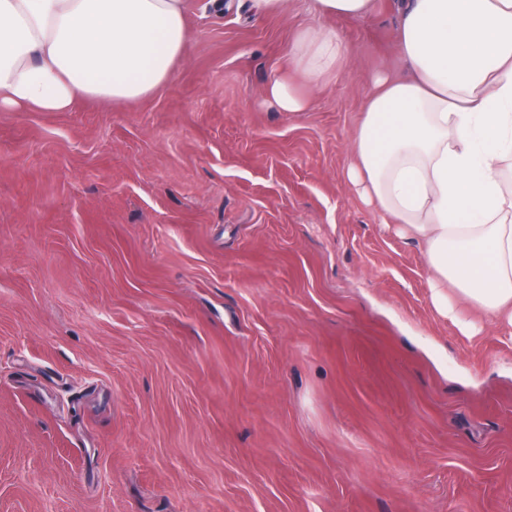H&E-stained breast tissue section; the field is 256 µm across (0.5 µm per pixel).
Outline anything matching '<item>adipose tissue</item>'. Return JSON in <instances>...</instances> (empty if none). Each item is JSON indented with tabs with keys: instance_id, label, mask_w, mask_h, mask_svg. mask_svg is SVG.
Segmentation results:
<instances>
[{
	"instance_id": "ef3b65f1",
	"label": "adipose tissue",
	"mask_w": 512,
	"mask_h": 512,
	"mask_svg": "<svg viewBox=\"0 0 512 512\" xmlns=\"http://www.w3.org/2000/svg\"><path fill=\"white\" fill-rule=\"evenodd\" d=\"M372 0H309L290 63L309 84L347 48L327 15ZM397 56L377 75L347 177L424 251L438 311L452 302L512 327V0H400ZM184 0H0V112H66L76 96L119 105L161 91L186 58Z\"/></svg>"
}]
</instances>
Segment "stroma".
Here are the masks:
<instances>
[{
	"label": "stroma",
	"mask_w": 512,
	"mask_h": 512,
	"mask_svg": "<svg viewBox=\"0 0 512 512\" xmlns=\"http://www.w3.org/2000/svg\"><path fill=\"white\" fill-rule=\"evenodd\" d=\"M185 0V64L120 107L0 112V512H512V335L440 314L346 177L398 0ZM311 14L321 18L327 15L363 16L370 11L373 0H304ZM347 60V48L335 30L321 24L299 28L290 64L311 85H318L339 72ZM266 96L276 104L280 112H303L311 105L310 98L302 94L293 83L280 78L267 85Z\"/></svg>",
	"instance_id": "35a3bbf8"
}]
</instances>
